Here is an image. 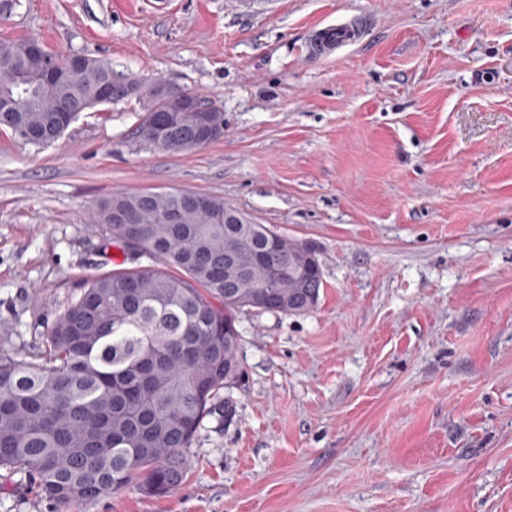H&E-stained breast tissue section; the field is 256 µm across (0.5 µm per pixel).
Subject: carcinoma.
<instances>
[{"label":"carcinoma","mask_w":512,"mask_h":512,"mask_svg":"<svg viewBox=\"0 0 512 512\" xmlns=\"http://www.w3.org/2000/svg\"><path fill=\"white\" fill-rule=\"evenodd\" d=\"M28 39H0V126L35 146L63 133L62 118L96 107L102 85L116 101L137 98L144 79L101 60L48 52L50 69L31 58ZM142 98L138 137L163 114L175 89L160 81ZM197 114L178 113L162 150L191 153ZM208 208L183 191L119 192L93 213L104 241L124 245L131 227L139 249L162 269H117L91 279L53 322L31 360L0 359V468L24 474L62 505L90 502L136 486L150 496L183 481L186 450L204 418L225 414L219 393L243 371L238 315L312 310L323 288L318 252L236 212L224 199ZM132 212L137 224L117 219Z\"/></svg>","instance_id":"cac0c4a2"}]
</instances>
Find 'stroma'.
<instances>
[{
	"label": "stroma",
	"instance_id": "stroma-1",
	"mask_svg": "<svg viewBox=\"0 0 512 512\" xmlns=\"http://www.w3.org/2000/svg\"><path fill=\"white\" fill-rule=\"evenodd\" d=\"M344 17L365 39L314 55ZM0 37L224 112L184 155L136 137L133 100L44 147L0 127V358L147 265L91 219L116 192L223 198L314 243L324 281L306 313L240 314L231 415L173 493L61 507L0 469V512H512V0H0Z\"/></svg>",
	"mask_w": 512,
	"mask_h": 512
}]
</instances>
